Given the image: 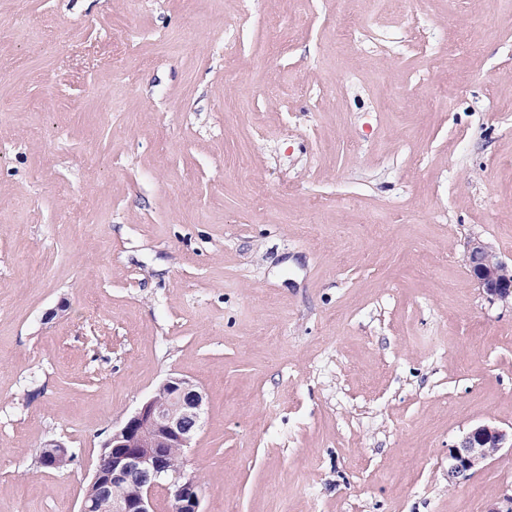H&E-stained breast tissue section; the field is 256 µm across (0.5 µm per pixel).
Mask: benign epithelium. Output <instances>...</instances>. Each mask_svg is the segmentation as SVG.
<instances>
[{"label":"benign epithelium","mask_w":512,"mask_h":512,"mask_svg":"<svg viewBox=\"0 0 512 512\" xmlns=\"http://www.w3.org/2000/svg\"><path fill=\"white\" fill-rule=\"evenodd\" d=\"M464 261L482 290L494 300L512 302V265L484 241L467 243ZM203 395L190 379L170 376L156 392L104 442L101 453L110 464L98 467L94 483L101 492L130 479L139 480L133 498H112V512H155V498L165 491L174 512H199L194 475L182 467L174 472L162 464L168 448H188L199 427ZM512 447V433L483 424L470 429L448 448V481L456 482L482 469L500 449ZM43 468L59 470L70 462L68 447L57 440L43 445Z\"/></svg>","instance_id":"benign-epithelium-1"}]
</instances>
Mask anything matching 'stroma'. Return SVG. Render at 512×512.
Wrapping results in <instances>:
<instances>
[{"label": "stroma", "mask_w": 512, "mask_h": 512, "mask_svg": "<svg viewBox=\"0 0 512 512\" xmlns=\"http://www.w3.org/2000/svg\"><path fill=\"white\" fill-rule=\"evenodd\" d=\"M398 18L445 53L334 35ZM474 238L512 261V0H0V512H80L169 376L201 512H485L511 448L448 481L512 429ZM506 447H512V431L509 434L489 424L473 427L448 449V481L456 482L477 472ZM42 448H45L42 466L46 470L63 468L73 456L69 454L68 447L57 440L47 441Z\"/></svg>", "instance_id": "obj_1"}]
</instances>
